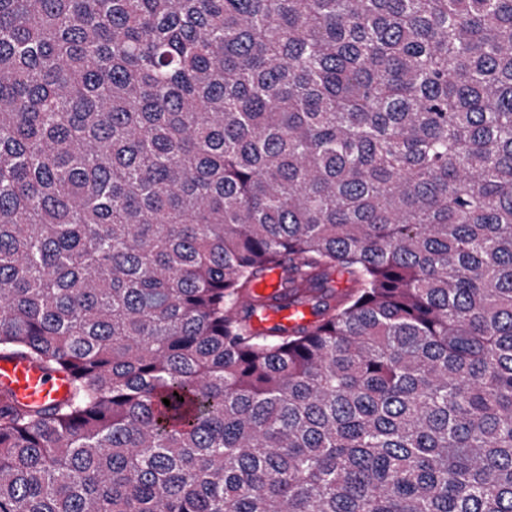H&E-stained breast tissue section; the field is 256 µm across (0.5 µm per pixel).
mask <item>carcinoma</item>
I'll return each instance as SVG.
<instances>
[{
	"instance_id": "carcinoma-1",
	"label": "carcinoma",
	"mask_w": 512,
	"mask_h": 512,
	"mask_svg": "<svg viewBox=\"0 0 512 512\" xmlns=\"http://www.w3.org/2000/svg\"><path fill=\"white\" fill-rule=\"evenodd\" d=\"M0 357V512H512V0H0ZM277 282V274L272 273L265 282L263 289H260V292L269 297L272 307L266 312L267 319L265 321H256L255 326L261 329L267 327V325L278 324L288 328L296 324L306 323L305 321L309 319V313L306 310L294 307L280 308L278 306V302L275 300L279 293L278 288H276ZM299 312H302L303 317L299 316ZM0 391H6L20 402L42 405L61 400L69 392L68 376L49 373L20 359H0Z\"/></svg>"
}]
</instances>
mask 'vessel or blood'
I'll return each instance as SVG.
<instances>
[{
    "label": "vessel or blood",
    "mask_w": 512,
    "mask_h": 512,
    "mask_svg": "<svg viewBox=\"0 0 512 512\" xmlns=\"http://www.w3.org/2000/svg\"><path fill=\"white\" fill-rule=\"evenodd\" d=\"M0 391L20 402L42 405L60 400L69 392V379L61 372L50 373L20 359H0Z\"/></svg>",
    "instance_id": "b4317fda"
}]
</instances>
